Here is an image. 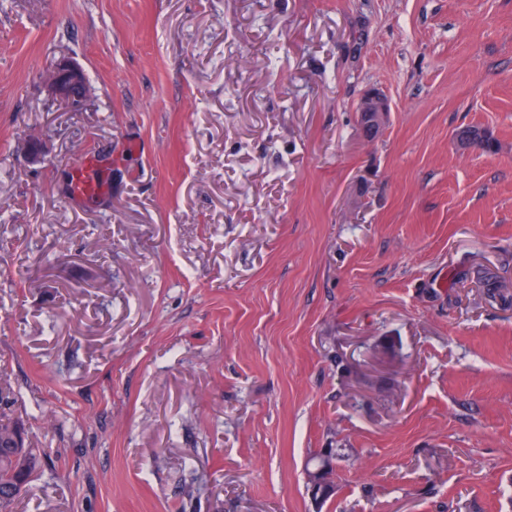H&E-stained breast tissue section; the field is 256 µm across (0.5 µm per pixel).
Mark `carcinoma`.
I'll return each instance as SVG.
<instances>
[{"mask_svg": "<svg viewBox=\"0 0 512 512\" xmlns=\"http://www.w3.org/2000/svg\"><path fill=\"white\" fill-rule=\"evenodd\" d=\"M45 454L24 445L20 427L0 413V512H13L15 501L26 491L21 479L37 472Z\"/></svg>", "mask_w": 512, "mask_h": 512, "instance_id": "carcinoma-1", "label": "carcinoma"}]
</instances>
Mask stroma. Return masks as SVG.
Instances as JSON below:
<instances>
[{
	"label": "stroma",
	"instance_id": "35a3bbf8",
	"mask_svg": "<svg viewBox=\"0 0 512 512\" xmlns=\"http://www.w3.org/2000/svg\"><path fill=\"white\" fill-rule=\"evenodd\" d=\"M0 410L16 512H512V0H0ZM46 91L52 100L66 104L73 110H84L93 97V88L88 83L83 68L68 57L60 58L49 79ZM389 111V102L380 92H370L361 99L357 112H359L360 124L368 138L379 133ZM71 189L72 194L78 198L93 197L103 192V187L99 182L88 178L84 167H77L73 170ZM44 461L45 454L39 448H25L20 427L0 413V512H13L15 501L26 491L21 479L37 472ZM334 454L323 455L312 469L309 468V484L316 501L325 500L336 491V462Z\"/></svg>",
	"mask_w": 512,
	"mask_h": 512
}]
</instances>
